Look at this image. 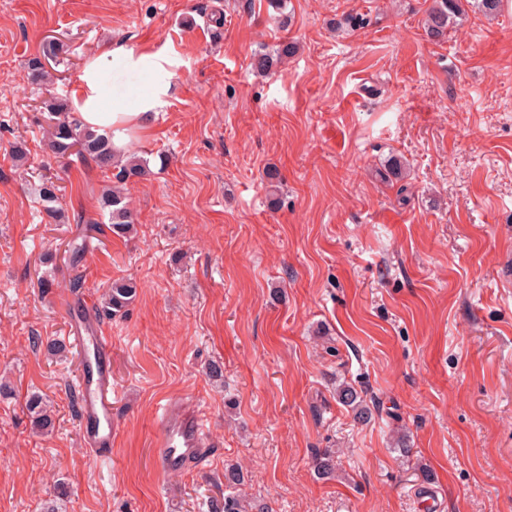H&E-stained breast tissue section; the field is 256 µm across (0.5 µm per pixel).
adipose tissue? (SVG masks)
I'll return each mask as SVG.
<instances>
[{
  "mask_svg": "<svg viewBox=\"0 0 512 512\" xmlns=\"http://www.w3.org/2000/svg\"><path fill=\"white\" fill-rule=\"evenodd\" d=\"M113 61L146 74L150 92L133 103L118 94L108 82V67ZM165 63L161 55H136L121 48L91 56L72 94L73 112L91 131L109 135L115 154H127L133 140L149 130L154 113L164 104L163 98L170 88Z\"/></svg>",
  "mask_w": 512,
  "mask_h": 512,
  "instance_id": "1",
  "label": "adipose tissue"
}]
</instances>
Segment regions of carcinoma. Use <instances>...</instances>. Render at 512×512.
Instances as JSON below:
<instances>
[{
	"instance_id": "carcinoma-1",
	"label": "carcinoma",
	"mask_w": 512,
	"mask_h": 512,
	"mask_svg": "<svg viewBox=\"0 0 512 512\" xmlns=\"http://www.w3.org/2000/svg\"><path fill=\"white\" fill-rule=\"evenodd\" d=\"M465 15L461 0H433L427 9L423 30L428 41L441 43L448 38V27L456 24L457 19ZM294 43L283 40L272 50L260 49L253 53L251 67L259 75L269 74L279 62L295 52ZM60 44L50 41L42 48V54L28 60V81L35 86H43L52 81L51 72L46 68L42 59L58 55ZM46 113L47 148L54 158L68 160L72 156L91 158L103 171L109 173L111 186L105 189L100 197L101 209L108 212L112 233L118 237L129 236L134 229V211L130 207L127 191L128 185L143 179L149 174L146 160L130 153L124 158L115 156L109 137L97 134L83 126L81 121L71 111L67 101L52 96L43 101ZM44 213L49 222L61 224L65 222V212L56 194V187L51 181H46L38 189ZM137 296L134 283L117 280L105 294L103 311L115 318L123 316ZM336 401L352 408L356 414L363 416L366 409L363 399L355 387L343 382L336 387ZM26 408L32 416L34 427L49 433L54 428V416L47 410L44 397L34 393L26 401ZM336 452L326 449L315 457L317 473L331 477L336 473ZM224 512H269L264 504H251L249 508L240 505L236 497L224 499Z\"/></svg>"
}]
</instances>
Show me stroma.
<instances>
[{
  "mask_svg": "<svg viewBox=\"0 0 512 512\" xmlns=\"http://www.w3.org/2000/svg\"><path fill=\"white\" fill-rule=\"evenodd\" d=\"M431 4L0 0V512H41L59 482V512H213L229 464L270 512H512V0L441 44L423 35ZM355 14L368 26L351 30ZM284 39L295 54L256 75L252 53ZM51 40L39 89L27 62ZM111 46L162 53L171 73L134 145L152 174L130 188L127 239L100 208L105 174L48 158L43 138L42 100L70 97ZM45 179L65 223L42 211ZM121 278L137 297L100 318L101 458L82 441L61 304L99 311ZM343 381L370 421L337 403ZM35 392L55 412L47 435ZM182 399L222 451L165 473L158 410ZM327 448L342 452L331 480L314 470ZM26 408L32 416L34 427L43 432H52L54 428V416L47 410L44 397L41 394L34 393L26 401Z\"/></svg>",
  "mask_w": 512,
  "mask_h": 512,
  "instance_id": "1",
  "label": "stroma"
}]
</instances>
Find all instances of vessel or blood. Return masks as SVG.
Returning a JSON list of instances; mask_svg holds the SVG:
<instances>
[{
	"instance_id": "vessel-or-blood-1",
	"label": "vessel or blood",
	"mask_w": 512,
	"mask_h": 512,
	"mask_svg": "<svg viewBox=\"0 0 512 512\" xmlns=\"http://www.w3.org/2000/svg\"><path fill=\"white\" fill-rule=\"evenodd\" d=\"M73 344L83 360L78 383L82 438L94 454L112 452V368L106 337L94 314L82 304L67 308ZM212 444L203 433L202 412L194 405L173 402L157 424L153 454L160 469L181 473L201 468L211 455Z\"/></svg>"
}]
</instances>
